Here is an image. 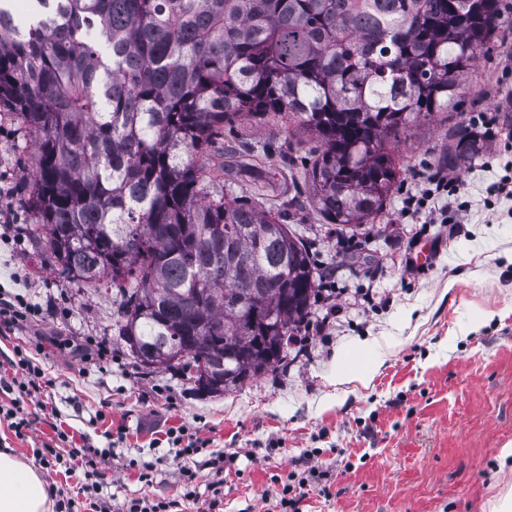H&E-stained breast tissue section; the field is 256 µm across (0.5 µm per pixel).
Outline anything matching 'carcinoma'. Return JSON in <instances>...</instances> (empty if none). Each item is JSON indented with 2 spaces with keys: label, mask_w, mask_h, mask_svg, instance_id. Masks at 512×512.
Listing matches in <instances>:
<instances>
[{
  "label": "carcinoma",
  "mask_w": 512,
  "mask_h": 512,
  "mask_svg": "<svg viewBox=\"0 0 512 512\" xmlns=\"http://www.w3.org/2000/svg\"><path fill=\"white\" fill-rule=\"evenodd\" d=\"M0 0V104L39 135L26 204L61 272L119 288L132 354L189 336L167 369L234 358L224 392L281 366L309 315L316 268L264 185L226 199L224 162L202 161L224 124L269 113L316 141L303 184L324 220L357 229L402 169L410 122L455 105L490 51L499 0ZM99 34L100 40L93 39ZM460 126L447 162H472ZM263 163L255 147L233 153ZM231 230L243 269L224 265ZM247 280L263 291L230 300ZM199 289L204 301L186 293Z\"/></svg>",
  "instance_id": "obj_1"
}]
</instances>
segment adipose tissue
Returning <instances> with one entry per match:
<instances>
[{
    "label": "adipose tissue",
    "mask_w": 512,
    "mask_h": 512,
    "mask_svg": "<svg viewBox=\"0 0 512 512\" xmlns=\"http://www.w3.org/2000/svg\"><path fill=\"white\" fill-rule=\"evenodd\" d=\"M0 512H53V500L33 463L0 450Z\"/></svg>",
    "instance_id": "1"
}]
</instances>
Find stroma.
<instances>
[{
  "mask_svg": "<svg viewBox=\"0 0 512 512\" xmlns=\"http://www.w3.org/2000/svg\"><path fill=\"white\" fill-rule=\"evenodd\" d=\"M502 8L493 51L466 75L462 101L401 132V181L356 232L326 223L310 199L288 208L298 172L284 158L308 159L310 136L273 114L225 126L214 152L267 147V206L289 210L318 267L334 274L285 366L220 396L197 391L189 377L142 369L119 334L116 289L79 286L43 254L22 204L37 134L0 107V206L16 212L0 221V286L43 310L23 328L0 323V377H14L19 346L49 382L22 403V434L0 421V448L34 462L55 492V512L88 497L116 510L165 498L172 512H208L215 496L221 512H269L278 476L290 472L300 485L288 512H492L512 490V469L499 466L502 448L512 447V196L488 192L506 174L501 151L512 143V0ZM461 124L478 155L454 169L445 156ZM425 171L462 184L469 209L461 223L404 216L405 192ZM375 341L391 352L364 382ZM340 373L348 382L337 383ZM174 435L208 442L195 457L193 502L179 498ZM47 448L57 458L45 459ZM74 448L107 455L87 473L71 468ZM143 460L152 464L146 480ZM309 463L319 478L308 476Z\"/></svg>",
  "mask_w": 512,
  "mask_h": 512,
  "instance_id": "35a3bbf8",
  "label": "stroma"
}]
</instances>
